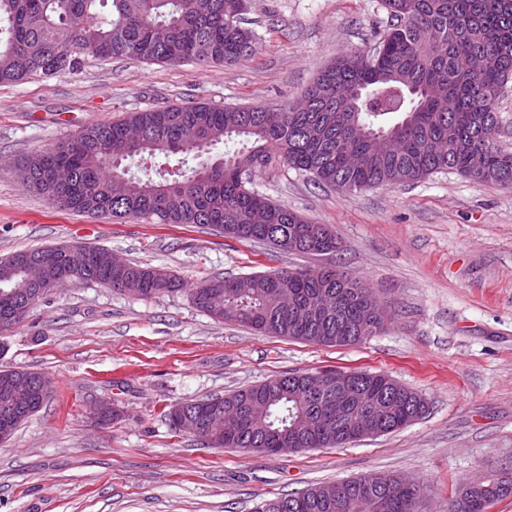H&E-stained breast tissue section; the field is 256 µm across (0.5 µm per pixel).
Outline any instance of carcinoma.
Listing matches in <instances>:
<instances>
[{"mask_svg": "<svg viewBox=\"0 0 512 512\" xmlns=\"http://www.w3.org/2000/svg\"><path fill=\"white\" fill-rule=\"evenodd\" d=\"M390 23L380 34L384 50L343 55L322 68L295 104L264 107L167 106L132 112L118 122L92 124L18 165L22 182L55 208L90 215L134 218L156 224H196L237 241L290 253L293 243L313 241L302 255L342 249L336 233L245 186V175L275 159L318 182L352 192L384 184H408L454 172L512 189V152L497 144L498 100L512 80V0H382ZM241 0H0V84L48 77L78 68L84 57L200 66L232 63L253 51L255 32L245 26ZM465 36L471 49L492 58L474 71L457 54ZM224 142L236 149L200 173L156 166L142 178L126 169L136 156L196 155ZM47 248L22 250L0 260V293L35 294L24 264ZM86 267L70 279L118 289L121 276L106 264L108 250L86 246ZM128 262L146 297L178 290L168 272ZM372 289L342 268L315 275L280 268L263 275L203 281L191 294L210 316L266 336L312 344L359 345L381 330L387 309L372 311ZM365 398L336 411V391L320 400L304 396L310 373L289 372L223 396L247 402L267 398L244 432L228 430L210 412L212 396L198 400L206 429L197 439L209 448H278L295 438L300 449L348 444L340 438L349 419L369 409L396 426L412 404L382 397L389 377L347 372ZM474 492L448 498V512H487L490 502L512 494V465L463 484ZM404 489L378 502L376 479L321 483L261 502L255 512H420L416 494Z\"/></svg>", "mask_w": 512, "mask_h": 512, "instance_id": "cac0c4a2", "label": "carcinoma"}]
</instances>
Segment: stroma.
Returning <instances> with one entry per match:
<instances>
[{"label": "stroma", "instance_id": "35a3bbf8", "mask_svg": "<svg viewBox=\"0 0 512 512\" xmlns=\"http://www.w3.org/2000/svg\"><path fill=\"white\" fill-rule=\"evenodd\" d=\"M254 52L232 65L85 57L78 69L0 85V258L24 249L94 245L168 268L181 291L135 297L71 281L0 333V367L52 381L42 408L0 444V512H255L311 485L400 475L444 512L452 487L512 461V190L438 173L353 193L283 162L251 186L335 229L322 260L236 242L184 224L60 211L16 167L86 126L171 105L276 108L297 102L317 71L372 48L389 19L380 0H247ZM338 264L391 308L356 346L264 336L219 322L191 294L214 275ZM388 375L427 412L382 436L268 455L207 448L172 435L164 416L295 370ZM108 400L121 419L100 426Z\"/></svg>", "mask_w": 512, "mask_h": 512}]
</instances>
